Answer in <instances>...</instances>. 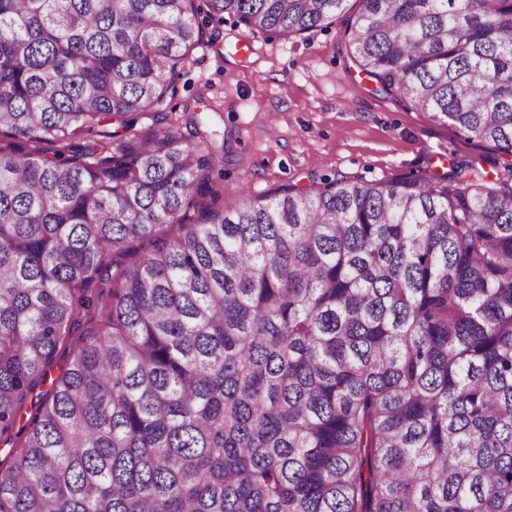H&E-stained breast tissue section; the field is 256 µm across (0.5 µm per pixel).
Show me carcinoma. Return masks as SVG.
Returning <instances> with one entry per match:
<instances>
[{
  "label": "carcinoma",
  "mask_w": 512,
  "mask_h": 512,
  "mask_svg": "<svg viewBox=\"0 0 512 512\" xmlns=\"http://www.w3.org/2000/svg\"><path fill=\"white\" fill-rule=\"evenodd\" d=\"M346 2L0 0V134L39 145L0 147V436L86 325L0 512H512V174L188 220L223 154L161 106L202 13L341 17L383 92L512 154V0Z\"/></svg>",
  "instance_id": "obj_1"
}]
</instances>
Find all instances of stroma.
Returning <instances> with one entry per match:
<instances>
[{"label":"stroma","instance_id":"obj_1","mask_svg":"<svg viewBox=\"0 0 512 512\" xmlns=\"http://www.w3.org/2000/svg\"><path fill=\"white\" fill-rule=\"evenodd\" d=\"M177 82V112L212 119L227 140L219 205L325 179L444 176L477 163L490 175L512 165L489 142L465 139L448 121L381 91L352 57L342 22L302 35L252 33L233 16L210 23ZM254 41L251 55L239 40Z\"/></svg>","mask_w":512,"mask_h":512}]
</instances>
